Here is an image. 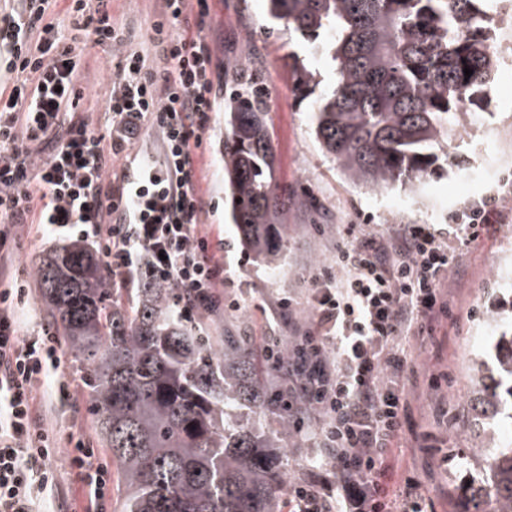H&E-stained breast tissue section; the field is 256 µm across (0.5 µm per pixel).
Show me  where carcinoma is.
<instances>
[{
    "instance_id": "1",
    "label": "carcinoma",
    "mask_w": 512,
    "mask_h": 512,
    "mask_svg": "<svg viewBox=\"0 0 512 512\" xmlns=\"http://www.w3.org/2000/svg\"><path fill=\"white\" fill-rule=\"evenodd\" d=\"M484 0H267L270 20L328 53L332 90L316 101L315 138L352 183L387 188L439 170L445 131L480 107L495 62L477 20ZM332 35L329 44L321 33ZM473 69L465 77L463 69ZM315 75L295 83L303 99ZM240 94L224 104V206L247 251L276 262L288 249L281 214H323L309 190L288 194L275 179L269 118L251 78L224 71ZM46 326L82 373L98 439L117 464L119 512H279L283 456L295 435L288 412V343L274 368L266 344L244 328L218 336L201 309L178 315L182 289L147 280L111 287L98 252L71 241L36 265ZM478 430L468 456L486 479L456 495L454 512H512V331L471 364Z\"/></svg>"
}]
</instances>
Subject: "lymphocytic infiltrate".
I'll use <instances>...</instances> for the list:
<instances>
[{"label": "lymphocytic infiltrate", "instance_id": "f902f5d3", "mask_svg": "<svg viewBox=\"0 0 512 512\" xmlns=\"http://www.w3.org/2000/svg\"><path fill=\"white\" fill-rule=\"evenodd\" d=\"M107 2L69 0L66 12L84 34L78 42L47 18L58 0H0V58L16 75L0 90V512L53 504L57 446L37 391L48 385L59 398L73 397L58 378L56 337L20 333L26 285L4 268L17 227L39 224L97 244L113 287L148 276L183 288L186 319L214 298L224 273L199 235L194 164L217 98L211 49L190 30L187 0H158V19L136 46ZM88 46L125 49L104 103L105 134L81 103L79 60ZM148 127L159 136L156 150L113 170L114 156ZM497 204L490 196L451 224H402L386 236L348 225L335 271L319 277L312 323L292 343L288 393L315 454L305 475L289 482L282 512H426L416 484L391 495L380 481L404 440L406 341L454 320L442 282L459 263L455 244L496 224ZM66 449L85 512H103L108 466L80 426L69 431Z\"/></svg>", "mask_w": 512, "mask_h": 512}]
</instances>
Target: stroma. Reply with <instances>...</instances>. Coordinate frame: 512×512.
I'll list each match as a JSON object with an SVG mask.
<instances>
[{
    "mask_svg": "<svg viewBox=\"0 0 512 512\" xmlns=\"http://www.w3.org/2000/svg\"><path fill=\"white\" fill-rule=\"evenodd\" d=\"M112 16L122 22L133 43H141L155 19L152 0H112ZM191 25L200 27L220 69L243 68L263 75L262 96L272 117L271 134L277 153L280 185L307 188L323 202L327 221L311 223L304 212L289 209L283 221L292 233L288 249L275 263L244 250L233 225L224 218V114L215 112L210 130L196 151L199 186L203 197L201 234L209 252L224 262V283L218 294L224 302L236 301L240 310L227 307L226 326L246 319L252 335L294 337L296 329L311 319V295L319 272L330 266L346 225L375 224L378 232L391 233L400 224H447L463 201L489 195L500 198L503 220L496 233L461 244L456 272L450 273L445 290L455 308L456 322L442 323L435 337L438 350L422 351L412 341V358L404 374L408 392L407 433L431 432L448 443V467L431 466L424 449L406 447L391 458L383 485L394 492L405 480L414 481L426 498L428 512H449L453 486L481 477L479 465L461 466L458 456L470 444L459 424L470 412L469 368L475 355L488 350L501 332L512 328V105L489 112L478 108L473 120L491 133L496 143L489 148V162L504 175L493 186L474 184L465 194L451 192L453 171L468 166L478 141L473 130L460 133L454 153L440 171L420 184H398L386 190L349 182L317 144L313 135L312 102H298L291 72L293 61L303 62L316 76L317 93L328 91L334 66L326 55L313 52L309 43L291 36L287 27L271 29L264 0H188ZM89 67L83 85V103L100 132H107L103 103L110 91L112 62L97 49L81 59ZM57 237L28 225L21 231L8 261L11 278L27 283L21 332L32 336L44 326L35 268L39 259L57 245ZM290 302L291 314H280L282 302ZM444 371L447 388L435 396L422 391V369ZM64 378L76 394L72 405H60L45 390L37 392V406L52 416L53 434L63 438L73 422H80L91 447L99 442L93 428L87 389L81 373L64 366Z\"/></svg>",
    "mask_w": 512,
    "mask_h": 512,
    "instance_id": "obj_1",
    "label": "stroma"
}]
</instances>
